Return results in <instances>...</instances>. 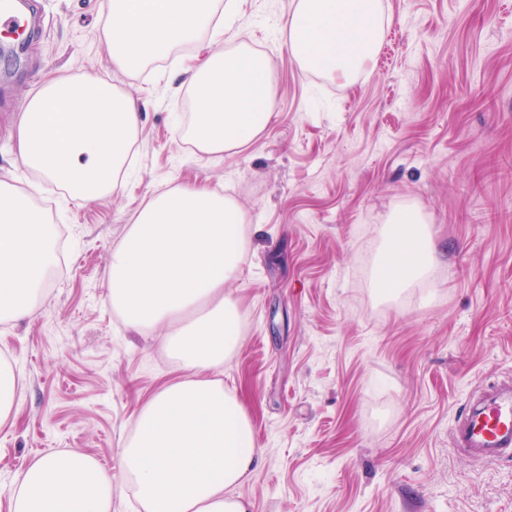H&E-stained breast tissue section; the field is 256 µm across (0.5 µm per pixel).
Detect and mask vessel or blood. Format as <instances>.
<instances>
[{
    "label": "vessel or blood",
    "instance_id": "1",
    "mask_svg": "<svg viewBox=\"0 0 512 512\" xmlns=\"http://www.w3.org/2000/svg\"><path fill=\"white\" fill-rule=\"evenodd\" d=\"M31 0H0V31L23 45ZM453 447L476 462H494L512 455V385L481 396L461 417L452 434Z\"/></svg>",
    "mask_w": 512,
    "mask_h": 512
}]
</instances>
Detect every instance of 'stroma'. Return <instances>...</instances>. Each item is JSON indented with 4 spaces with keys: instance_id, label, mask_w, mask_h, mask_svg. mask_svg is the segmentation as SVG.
I'll return each instance as SVG.
<instances>
[{
    "instance_id": "stroma-1",
    "label": "stroma",
    "mask_w": 512,
    "mask_h": 512,
    "mask_svg": "<svg viewBox=\"0 0 512 512\" xmlns=\"http://www.w3.org/2000/svg\"><path fill=\"white\" fill-rule=\"evenodd\" d=\"M292 0H233L209 34L141 69H113L106 0H37L26 54L0 58V181L66 229L71 265L39 314L0 323L21 378L0 429V512L34 457L76 452L113 473L111 512H144L118 480L143 403L179 377L163 337L125 327L108 267L130 218L174 186H223L247 212L224 287L241 335L223 381L259 456L249 512H512V460L478 463L451 436L474 394L512 380V0H382L376 56L343 80L301 71L276 28ZM273 63V115L216 158L182 140L184 73L212 51ZM94 73L132 97L141 129L121 189L77 206L12 152L48 76ZM425 217L434 266L397 301L375 292L389 213Z\"/></svg>"
}]
</instances>
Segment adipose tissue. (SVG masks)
<instances>
[{
	"mask_svg": "<svg viewBox=\"0 0 512 512\" xmlns=\"http://www.w3.org/2000/svg\"><path fill=\"white\" fill-rule=\"evenodd\" d=\"M234 11L216 0H110L104 30L121 73L193 43L222 36ZM282 30L301 70L351 79L385 31L381 0H294ZM272 66L248 49L207 58L193 73V122L185 136L207 155L238 149L272 116ZM141 113L95 74L47 78L10 134L24 166L81 204L115 192ZM245 211L223 189L176 186L153 196L113 248L109 302L137 332L165 330L181 376L140 409L112 476L90 457L49 453L17 478L9 512H110L112 481L129 482L145 512H248L235 489L259 451L249 419L222 382L239 341L240 314L224 295L244 252ZM396 230L378 261L376 288L389 297L423 280L431 258L411 208L388 218ZM56 253L48 218L25 192L0 182V322L37 314Z\"/></svg>",
	"mask_w": 512,
	"mask_h": 512,
	"instance_id": "obj_1",
	"label": "adipose tissue"
}]
</instances>
